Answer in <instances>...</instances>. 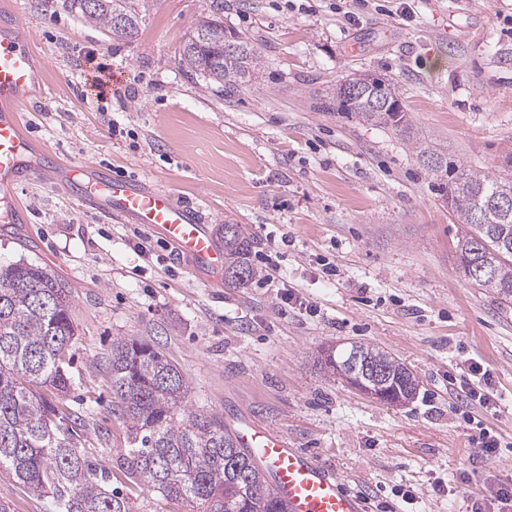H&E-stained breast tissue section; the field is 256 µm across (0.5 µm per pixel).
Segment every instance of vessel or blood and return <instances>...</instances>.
Segmentation results:
<instances>
[{"instance_id":"1","label":"vessel or blood","mask_w":512,"mask_h":512,"mask_svg":"<svg viewBox=\"0 0 512 512\" xmlns=\"http://www.w3.org/2000/svg\"><path fill=\"white\" fill-rule=\"evenodd\" d=\"M34 50L21 22L0 31V222L20 224L26 217L10 199L14 186L28 175V144L20 132L21 110L32 90L42 88ZM66 178L74 193L104 200L111 214L160 229L181 255L207 271L217 270L223 258L205 224L167 188L144 189L129 179L99 176L83 180L71 170ZM237 434L241 445L267 473L274 495L288 512H364L365 504L346 491L336 474L310 454L289 447L286 438L251 422Z\"/></svg>"}]
</instances>
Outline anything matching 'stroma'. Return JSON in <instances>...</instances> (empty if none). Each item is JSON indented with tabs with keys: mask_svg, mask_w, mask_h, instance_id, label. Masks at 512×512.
<instances>
[{
	"mask_svg": "<svg viewBox=\"0 0 512 512\" xmlns=\"http://www.w3.org/2000/svg\"><path fill=\"white\" fill-rule=\"evenodd\" d=\"M207 3L153 0L125 40L51 0H0V28L22 19L44 79L21 115L30 158L52 150L67 168L174 189L212 236L242 225L258 270L225 286L158 229L41 176L22 181L12 198L30 221L0 223V264L34 262L66 280L78 331L76 384L46 396L81 414L79 450L110 469L111 489L136 512L177 508L116 464L125 428L112 416L104 358L119 338L159 342L190 383V409L272 428L371 505L465 512L467 499L451 492L461 481L476 496L512 481V306L458 271L452 246L465 227L402 137L315 111L312 100L351 74L378 75L427 145L498 173L512 165V0H224L225 26L265 60L232 96L179 65ZM87 51L117 76L111 98L77 94L76 57ZM350 342L399 357L418 376L416 398L392 407L324 375L322 347ZM472 361L493 375L492 409L465 411L448 382ZM483 429L507 443L495 459L476 443Z\"/></svg>",
	"mask_w": 512,
	"mask_h": 512,
	"instance_id": "obj_1",
	"label": "stroma"
}]
</instances>
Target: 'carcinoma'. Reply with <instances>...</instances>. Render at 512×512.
Here are the masks:
<instances>
[{"label":"carcinoma","mask_w":512,"mask_h":512,"mask_svg":"<svg viewBox=\"0 0 512 512\" xmlns=\"http://www.w3.org/2000/svg\"><path fill=\"white\" fill-rule=\"evenodd\" d=\"M89 27L137 36L149 0H61ZM179 64L207 86L247 90L261 71L260 52L249 38L224 26V0H208L207 12L186 37ZM317 108L372 121L403 137L456 223L458 270L473 286L512 303V210L497 199L512 195V174H487L463 166L448 151L422 145L395 86L373 74L336 84ZM224 281L244 285L255 275L252 241L241 225L224 229ZM68 282L29 262L0 264V473L29 494L49 498L56 512H135L108 488L109 473L76 445L81 416L67 413L39 392L66 393L76 326ZM370 360L368 380L386 384V403L415 398L419 382L404 362L374 345L352 343L321 363L338 376L352 352ZM112 414L126 429L117 465L129 478L182 512H287L255 459L241 448L224 415L186 408L189 382L156 342L112 341L105 357Z\"/></svg>","instance_id":"obj_1"}]
</instances>
